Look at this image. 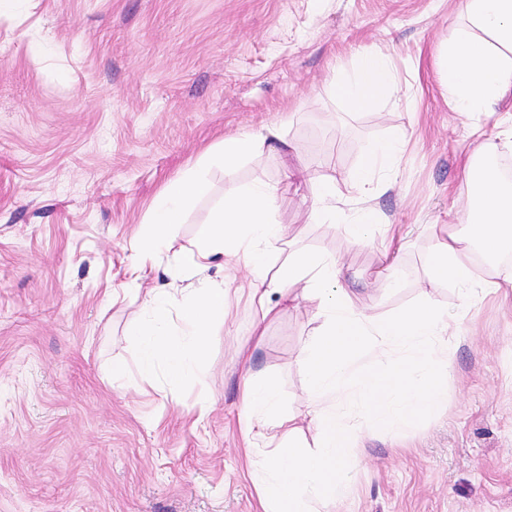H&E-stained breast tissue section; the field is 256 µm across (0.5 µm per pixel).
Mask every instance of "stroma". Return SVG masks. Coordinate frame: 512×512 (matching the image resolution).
Segmentation results:
<instances>
[{
    "label": "stroma",
    "instance_id": "stroma-1",
    "mask_svg": "<svg viewBox=\"0 0 512 512\" xmlns=\"http://www.w3.org/2000/svg\"><path fill=\"white\" fill-rule=\"evenodd\" d=\"M463 0H16L0 14V512H263L239 402L241 351L304 410L297 364L314 305L255 325L248 298L218 325L200 379L171 394L113 382L143 294L113 303L153 205L224 137L280 125L288 149L202 167L210 197L176 233L188 243L225 193L279 187L288 239L335 254L364 312L393 316L432 293L465 334L450 340L441 406L403 429L368 423L335 512H512V295L477 285L428 289L426 224L455 223L463 164L512 158L482 115L451 112L435 59L462 31ZM397 74L379 109L333 91L365 52ZM403 129L410 147L374 205L408 229L401 285L370 274L383 239L350 244L365 149ZM335 178L345 221L312 214V179ZM207 414H200V406Z\"/></svg>",
    "mask_w": 512,
    "mask_h": 512
}]
</instances>
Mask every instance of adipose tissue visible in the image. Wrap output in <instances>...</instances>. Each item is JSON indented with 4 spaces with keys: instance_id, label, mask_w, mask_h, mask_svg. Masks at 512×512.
I'll return each mask as SVG.
<instances>
[{
    "instance_id": "obj_1",
    "label": "adipose tissue",
    "mask_w": 512,
    "mask_h": 512,
    "mask_svg": "<svg viewBox=\"0 0 512 512\" xmlns=\"http://www.w3.org/2000/svg\"><path fill=\"white\" fill-rule=\"evenodd\" d=\"M468 31L443 46L437 67L448 92V107L462 114L494 116L512 87V0H464ZM395 87L391 56L375 50L361 56L356 69L336 91L355 111L374 109ZM408 135L392 131L362 155L354 179L361 206L348 225L352 244L366 243L379 224L373 201L390 185ZM279 128L224 139L220 157L231 166L267 147L287 148ZM211 192L209 182L191 174L168 186L153 208L152 237L138 240L142 255L129 280L113 289V301L144 293L147 319L132 323L129 336L140 344V371L165 362L173 383L184 382L206 355L217 319L231 314L224 284L201 282L179 295L145 288L143 272L155 243L176 249L174 233L187 206ZM278 189L268 183L225 195L207 229L186 248L196 273L211 267L245 270L251 305L260 319L274 317L284 303L304 298L318 305L321 322L298 355L307 376L305 415L314 427L311 451L284 449L268 436L269 428L287 425L296 435V416L279 413V389L269 380L246 375L240 397L248 411L244 434L260 451L264 512H335L346 490L345 462L360 446V429L341 410L351 389L361 393L360 409L371 423L392 428L410 425L432 414L448 384V340L463 333V316H448L431 300L403 313L374 318L359 309L353 293L339 281L335 255L305 247L285 250V232L273 220ZM457 223L435 235L428 258L431 287L469 285L471 254L495 256L512 248V182L493 164L464 166V188L458 195Z\"/></svg>"
}]
</instances>
